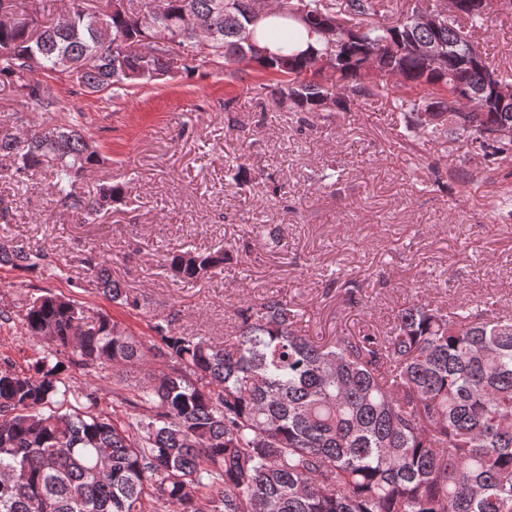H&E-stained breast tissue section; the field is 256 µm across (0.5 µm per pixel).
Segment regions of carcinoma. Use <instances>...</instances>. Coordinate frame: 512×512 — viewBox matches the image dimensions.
<instances>
[{"label":"carcinoma","mask_w":512,"mask_h":512,"mask_svg":"<svg viewBox=\"0 0 512 512\" xmlns=\"http://www.w3.org/2000/svg\"><path fill=\"white\" fill-rule=\"evenodd\" d=\"M72 0L61 27L54 0H0L17 22L0 27V86L15 111L50 114L58 98L25 71L42 57L46 77L112 97L153 82L148 71L182 56L180 76L216 65L236 72L257 41L259 0ZM436 24L437 7L402 0H273L276 16L315 36L319 48L254 60L277 76L256 87L305 124L324 112L389 92L401 77L406 137L465 135L474 149L512 151V79L475 37L497 0H460ZM168 44L137 51L145 33ZM100 163L81 121L19 131L0 123V173L17 183L52 167L55 205L96 217L125 198L102 184L93 199L74 191ZM226 250L169 253L175 277L194 285L224 266ZM57 275L47 256L0 242V265ZM98 291L150 319L154 335H133L84 303L47 292L19 314L25 335L46 348L18 371L0 367V512H512V317L480 305L453 310L414 303L389 330L318 343L301 333L299 312L271 295L233 308L236 331L222 340L183 336L175 314H153L112 277V259L86 261ZM73 367L112 370L137 392L138 411L109 414L98 392L69 385Z\"/></svg>","instance_id":"obj_1"}]
</instances>
